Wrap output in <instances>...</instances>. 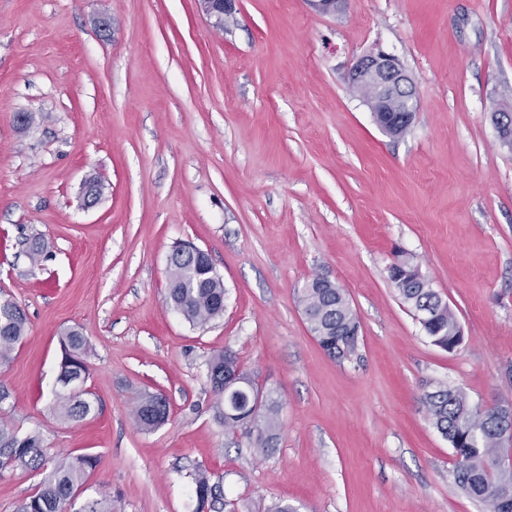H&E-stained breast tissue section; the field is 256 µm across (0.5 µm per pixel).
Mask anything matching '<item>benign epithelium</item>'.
Returning <instances> with one entry per match:
<instances>
[{"label": "benign epithelium", "mask_w": 512, "mask_h": 512, "mask_svg": "<svg viewBox=\"0 0 512 512\" xmlns=\"http://www.w3.org/2000/svg\"><path fill=\"white\" fill-rule=\"evenodd\" d=\"M197 5L217 26L224 25V16L232 10V0H197ZM349 82L355 88L371 87L369 107L382 131H388L400 121L413 122L416 112L414 83L394 55L379 50L358 58L349 71ZM495 419L501 435L511 438L512 410L503 407Z\"/></svg>", "instance_id": "1"}]
</instances>
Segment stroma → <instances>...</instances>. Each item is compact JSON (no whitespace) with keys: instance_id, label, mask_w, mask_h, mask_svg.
I'll return each instance as SVG.
<instances>
[{"instance_id":"35a3bbf8","label":"stroma","mask_w":512,"mask_h":512,"mask_svg":"<svg viewBox=\"0 0 512 512\" xmlns=\"http://www.w3.org/2000/svg\"><path fill=\"white\" fill-rule=\"evenodd\" d=\"M377 48L415 85L401 138L349 86ZM510 105L512 0H347L333 15L236 0L220 30L195 0H0V300L28 318L0 366V421L40 432L48 455L96 457L74 512L104 495L116 512H194L198 467L220 512H483L425 395L512 402V148L492 123ZM187 240L226 291L203 328L166 303ZM401 253L456 314L454 351L389 281ZM316 276L359 317L351 357L320 348L297 302ZM74 327L96 402L77 424L52 409ZM226 348L280 402L272 455L215 418L207 361ZM144 390L170 405L149 432L132 416ZM39 481L0 473V512Z\"/></svg>"}]
</instances>
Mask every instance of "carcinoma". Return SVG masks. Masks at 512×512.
Instances as JSON below:
<instances>
[{
    "mask_svg": "<svg viewBox=\"0 0 512 512\" xmlns=\"http://www.w3.org/2000/svg\"><path fill=\"white\" fill-rule=\"evenodd\" d=\"M400 260L408 279L394 286L403 302L412 308L434 345L445 350L454 348L460 342L455 313L432 281L416 274L418 265L406 256ZM224 294V282L215 272L208 253L185 252L170 261L167 299L190 324L204 326L221 317ZM299 304L311 332L329 356L343 359L355 351L359 320L343 288L314 277L301 289ZM26 333L25 311L11 300L0 301V365L10 362ZM61 349L57 381L64 383L66 389L54 391L53 408L62 420L76 424L94 411V402L85 389L90 341L80 330L72 328L62 336ZM226 373L244 375L246 371L236 356L217 352L208 361L216 418L225 432L244 435L263 454L272 452L281 429L279 401L267 392L259 400L249 390L225 392ZM233 405L237 415L231 417L226 410ZM425 405L432 424L455 450V475L460 488L480 502L485 512H512V461L508 449L502 447L490 410L471 405L462 389L444 384L426 394ZM168 415L167 399L154 393L143 394L133 411L135 422L146 431L165 423ZM95 464L92 455L53 460L48 457L40 434H22L0 424V472L20 467L42 474L36 491L17 506L16 512H64ZM192 480L194 512L214 508L220 486L212 482L211 473L198 468Z\"/></svg>",
    "mask_w": 512,
    "mask_h": 512,
    "instance_id": "1",
    "label": "carcinoma"
}]
</instances>
